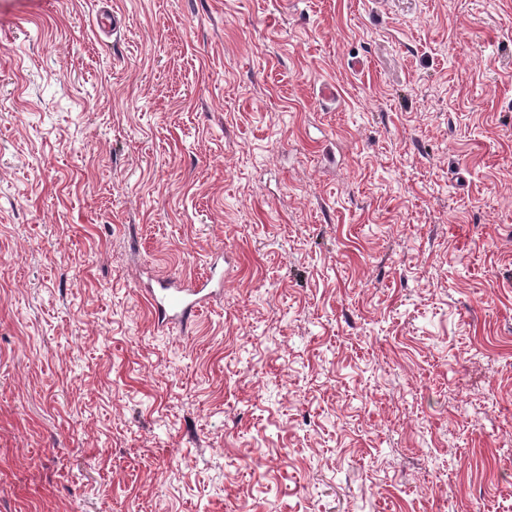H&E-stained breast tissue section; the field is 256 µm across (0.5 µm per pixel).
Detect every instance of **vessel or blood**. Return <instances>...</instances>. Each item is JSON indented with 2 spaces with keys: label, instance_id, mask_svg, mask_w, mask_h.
<instances>
[{
  "label": "vessel or blood",
  "instance_id": "b4317fda",
  "mask_svg": "<svg viewBox=\"0 0 512 512\" xmlns=\"http://www.w3.org/2000/svg\"><path fill=\"white\" fill-rule=\"evenodd\" d=\"M223 286L224 277L214 267L195 282L186 283L175 277L157 280L147 288L146 298L158 321L183 324L203 314Z\"/></svg>",
  "mask_w": 512,
  "mask_h": 512
}]
</instances>
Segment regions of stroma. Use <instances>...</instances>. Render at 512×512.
<instances>
[{
    "label": "stroma",
    "mask_w": 512,
    "mask_h": 512,
    "mask_svg": "<svg viewBox=\"0 0 512 512\" xmlns=\"http://www.w3.org/2000/svg\"><path fill=\"white\" fill-rule=\"evenodd\" d=\"M0 512H512V0H0ZM222 288L224 277L214 262L210 273L195 282L185 283L176 277L155 281L146 288V299L158 321L183 324L203 314Z\"/></svg>",
    "instance_id": "stroma-1"
}]
</instances>
